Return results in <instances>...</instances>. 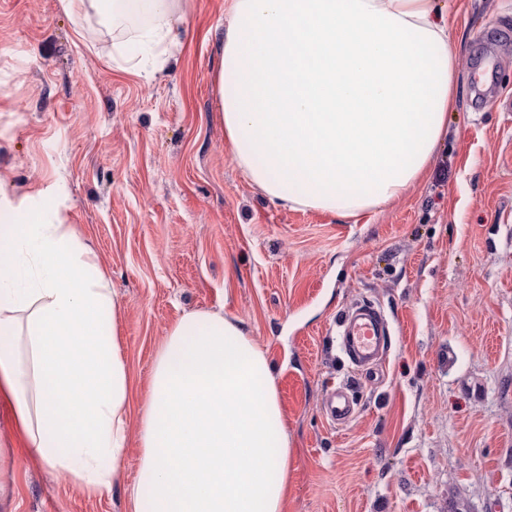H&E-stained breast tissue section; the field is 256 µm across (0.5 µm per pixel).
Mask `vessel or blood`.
I'll list each match as a JSON object with an SVG mask.
<instances>
[{
	"label": "vessel or blood",
	"mask_w": 512,
	"mask_h": 512,
	"mask_svg": "<svg viewBox=\"0 0 512 512\" xmlns=\"http://www.w3.org/2000/svg\"><path fill=\"white\" fill-rule=\"evenodd\" d=\"M337 328L341 349L349 362L367 371L384 361L390 343V325L376 305L360 303L347 308ZM322 410L331 424L351 421L356 414V403L349 388L340 386L326 393Z\"/></svg>",
	"instance_id": "b4317fda"
}]
</instances>
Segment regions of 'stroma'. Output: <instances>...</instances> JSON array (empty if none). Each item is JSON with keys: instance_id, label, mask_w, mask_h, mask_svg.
<instances>
[{"instance_id": "obj_1", "label": "stroma", "mask_w": 512, "mask_h": 512, "mask_svg": "<svg viewBox=\"0 0 512 512\" xmlns=\"http://www.w3.org/2000/svg\"><path fill=\"white\" fill-rule=\"evenodd\" d=\"M461 74L423 182L356 219L268 201L224 145L214 77L224 0H189L177 50L130 74L132 34L61 0H0V177L46 192L96 254L121 306L132 404L188 311L243 322L271 361L292 448L284 512H512V0H438ZM123 52H116V41ZM499 81L477 103L481 49ZM386 314L385 364L363 374L336 321ZM351 387L346 426L321 398ZM139 422L109 493L30 456L0 405V512H132Z\"/></svg>"}]
</instances>
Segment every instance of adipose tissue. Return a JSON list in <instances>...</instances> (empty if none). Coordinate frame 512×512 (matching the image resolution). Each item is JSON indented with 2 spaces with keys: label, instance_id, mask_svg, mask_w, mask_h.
<instances>
[{
  "label": "adipose tissue",
  "instance_id": "obj_1",
  "mask_svg": "<svg viewBox=\"0 0 512 512\" xmlns=\"http://www.w3.org/2000/svg\"><path fill=\"white\" fill-rule=\"evenodd\" d=\"M178 45L185 0H64ZM217 75L231 157L271 202L355 219L425 177L456 104L436 0H224ZM120 306L58 213L0 188V398L24 446L89 495L112 488L131 411ZM139 411L133 512H282L291 449L275 368L237 320L183 314Z\"/></svg>",
  "mask_w": 512,
  "mask_h": 512
}]
</instances>
